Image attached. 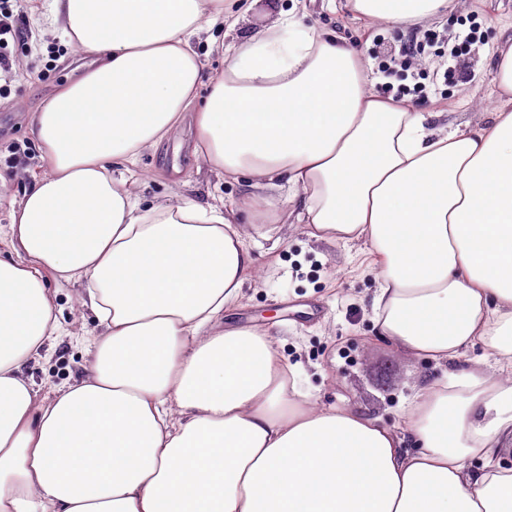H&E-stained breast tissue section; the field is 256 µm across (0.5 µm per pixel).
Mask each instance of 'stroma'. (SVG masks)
I'll list each match as a JSON object with an SVG mask.
<instances>
[{
  "label": "stroma",
  "instance_id": "stroma-1",
  "mask_svg": "<svg viewBox=\"0 0 512 512\" xmlns=\"http://www.w3.org/2000/svg\"><path fill=\"white\" fill-rule=\"evenodd\" d=\"M292 11L299 27L331 31L343 37L369 60L381 49L399 52L408 38L405 25H383L356 18L347 0H228L236 25L217 29L218 40L241 41L264 28L270 2ZM35 32L33 53L10 46L14 77L0 85V227L9 224L10 204L20 201L35 175L44 169L42 149L29 134L36 112L64 84L77 80L97 64L51 25L43 10L23 12ZM481 25L483 39L462 61L468 82L445 80L433 48H426L419 69L427 76V98L410 97L419 112H444L449 128L475 127L490 121L500 99L493 83L496 46L512 35V0H467L458 11L429 22V29L456 33L471 22ZM39 72L24 80L26 71ZM191 127L144 151L129 167L128 178L141 207L172 196L200 205L241 202L249 195L247 179L231 180L197 162L190 152ZM20 145L21 158L10 149ZM255 271L244 286L239 304L225 315L235 326L257 325L273 336L279 352L293 366L301 390L321 406L348 405L396 430L405 426L404 410L421 381L444 380L447 369H467L469 360L486 356L484 346L468 350L449 368L411 357L382 340L372 307L378 288L371 246L363 240L324 242L309 236L303 224H284L267 215L248 241ZM46 286L62 323L58 343L29 363L40 397L74 383L86 373L91 344L99 328L94 315L79 303L80 285L47 276Z\"/></svg>",
  "mask_w": 512,
  "mask_h": 512
}]
</instances>
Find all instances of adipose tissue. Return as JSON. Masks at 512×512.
Masks as SVG:
<instances>
[{
    "instance_id": "obj_1",
    "label": "adipose tissue",
    "mask_w": 512,
    "mask_h": 512,
    "mask_svg": "<svg viewBox=\"0 0 512 512\" xmlns=\"http://www.w3.org/2000/svg\"><path fill=\"white\" fill-rule=\"evenodd\" d=\"M383 24L463 0H348ZM98 66L30 133L45 173L10 206L0 257V512H512V376L472 361L428 382L395 431L313 404L272 338L229 328L254 268L246 223L271 192L303 200L311 237L367 241L380 336L445 364L512 358V38L502 106L450 130L368 87L336 33L276 13L224 50L198 100L196 39L224 0H50ZM194 126L192 151L252 190L243 207L141 208L113 169ZM84 284L97 319L83 379L39 400L27 364L62 334L45 272Z\"/></svg>"
}]
</instances>
